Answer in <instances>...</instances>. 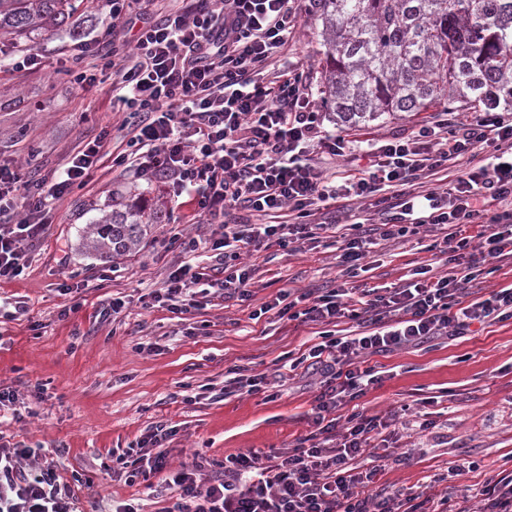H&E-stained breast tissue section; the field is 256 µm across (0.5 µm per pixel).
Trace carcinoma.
<instances>
[{"label": "carcinoma", "mask_w": 512, "mask_h": 512, "mask_svg": "<svg viewBox=\"0 0 512 512\" xmlns=\"http://www.w3.org/2000/svg\"><path fill=\"white\" fill-rule=\"evenodd\" d=\"M83 0H0V30L28 45ZM321 107L347 125L401 112L512 110V0H320ZM159 216L132 203L88 225L110 259L135 251Z\"/></svg>", "instance_id": "1"}]
</instances>
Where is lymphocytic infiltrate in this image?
<instances>
[{
	"label": "lymphocytic infiltrate",
	"mask_w": 512,
	"mask_h": 512,
	"mask_svg": "<svg viewBox=\"0 0 512 512\" xmlns=\"http://www.w3.org/2000/svg\"><path fill=\"white\" fill-rule=\"evenodd\" d=\"M112 17L139 4L143 24L133 49L108 43L114 102L126 107L131 136L127 151L109 155L106 136L87 142L61 170L22 180L0 164V281L28 267L26 245L44 228L53 203L86 184L104 157L113 167L135 164L150 180L187 196L192 223L217 232L181 245L189 252L223 251L220 276L186 263L167 275L154 302L179 315L198 308L210 289L251 297V270L243 252L302 243L325 233L341 242L344 276L358 277L366 246L418 234L471 228L439 275L419 269L390 288L359 293L339 287L320 295L301 293L304 311L293 310L290 290H280L268 312L323 326V340L308 356L322 377L312 409L313 432L293 449L272 458L256 451L224 459L220 475L202 463L167 475L172 504L164 512H424V502L402 490L368 494L367 488L392 454L380 439L392 418L360 411L338 420L335 413L364 396L379 377L360 367L365 355L417 346L439 336H461L473 323L512 319V287L468 304L463 284L477 279L487 258H512V113L486 112L464 122L452 112L419 125L410 135L376 139L358 149L350 129H324L299 70L269 73L297 26L295 0H174L167 12L156 0H111ZM338 169L328 172L327 162ZM456 169L445 189H416L438 169ZM394 196H386V189ZM347 198L366 201L370 212L355 222L356 236L337 224H320V206ZM358 321L357 334L331 335L339 319ZM168 436L156 427L118 459L126 483L164 472L157 447ZM368 455L370 469L354 467ZM36 448L0 447V512H77V498Z\"/></svg>",
	"instance_id": "lymphocytic-infiltrate-1"
}]
</instances>
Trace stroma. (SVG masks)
Wrapping results in <instances>:
<instances>
[{
  "label": "stroma",
  "mask_w": 512,
  "mask_h": 512,
  "mask_svg": "<svg viewBox=\"0 0 512 512\" xmlns=\"http://www.w3.org/2000/svg\"><path fill=\"white\" fill-rule=\"evenodd\" d=\"M87 9L66 30L36 39L39 68L16 71L9 39H0V161L35 180L63 165L82 142L109 132L126 135L123 113L109 109L112 70L83 53L82 41L109 40L118 31L130 42L136 30L113 24L107 0ZM288 39L287 65L303 71L309 87L318 80L317 29L303 0ZM93 82H74L75 71ZM142 201L161 212L140 249L103 260L82 245L86 224L111 203ZM191 208L161 184L134 170L98 169L92 180L54 205L43 232L28 247V267L0 282V387L16 398V415L0 418L10 446L60 452L59 472L73 484L81 512H112L128 501L141 512H163L167 494L152 493L158 476L134 485L113 479V449L142 439L152 427H173L162 445L170 469L199 459L222 463L249 450L284 451L312 429L311 409L321 377L300 364L319 343L311 327L251 311L273 301L279 289H331L344 283L334 240L320 238L260 250L248 257L253 280L247 302L211 295L207 304L175 318L146 308L144 297L188 255L171 238L206 237L211 225L193 224ZM431 233L372 247L356 286H388L416 268L445 269ZM512 284V260L488 259L467 284L463 301ZM125 303L116 321L103 320V304ZM366 366L381 374L358 404L383 415L409 404L425 407L435 423L426 431L397 428L404 459L390 464L369 488L447 493L449 504L476 508L486 482L512 471V320L473 323L466 335L442 336L418 347L371 354ZM265 376L254 395L226 392L230 368Z\"/></svg>",
  "instance_id": "1"
}]
</instances>
